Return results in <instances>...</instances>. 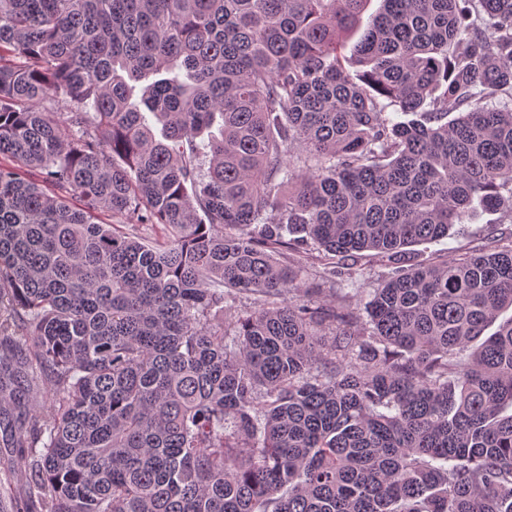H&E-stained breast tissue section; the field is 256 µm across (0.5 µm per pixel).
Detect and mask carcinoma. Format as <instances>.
<instances>
[{
  "instance_id": "cac0c4a2",
  "label": "carcinoma",
  "mask_w": 512,
  "mask_h": 512,
  "mask_svg": "<svg viewBox=\"0 0 512 512\" xmlns=\"http://www.w3.org/2000/svg\"><path fill=\"white\" fill-rule=\"evenodd\" d=\"M368 2L0 0V427L41 512H512V234L407 251L512 224V0ZM288 248L374 253L366 317ZM499 214L480 212L466 220L463 230L453 239H442L438 242L422 244L415 248L423 259H435L445 255L449 248L464 251L474 248L493 247L497 243L488 239L487 227L498 224Z\"/></svg>"
}]
</instances>
